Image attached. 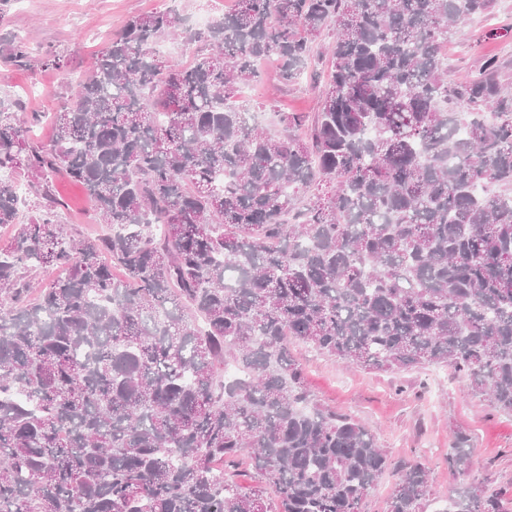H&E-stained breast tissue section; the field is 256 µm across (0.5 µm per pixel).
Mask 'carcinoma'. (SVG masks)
I'll return each instance as SVG.
<instances>
[{
    "label": "carcinoma",
    "instance_id": "carcinoma-1",
    "mask_svg": "<svg viewBox=\"0 0 512 512\" xmlns=\"http://www.w3.org/2000/svg\"><path fill=\"white\" fill-rule=\"evenodd\" d=\"M236 2L204 29L174 7L130 18L47 145L0 98V512H361L386 474V512H420L428 467L314 402L295 343L443 364L512 415V90L498 59L450 81L442 54L494 0ZM330 24L309 132L299 112L261 127L239 103L258 62L294 81ZM168 38L199 45L192 63L157 52ZM57 173L106 233L66 232ZM17 176L40 196L26 219ZM453 507L503 512L481 482Z\"/></svg>",
    "mask_w": 512,
    "mask_h": 512
}]
</instances>
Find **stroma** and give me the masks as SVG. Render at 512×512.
Masks as SVG:
<instances>
[{
  "label": "stroma",
  "mask_w": 512,
  "mask_h": 512,
  "mask_svg": "<svg viewBox=\"0 0 512 512\" xmlns=\"http://www.w3.org/2000/svg\"><path fill=\"white\" fill-rule=\"evenodd\" d=\"M173 1L192 23L203 16L222 18L235 6V0H25L18 8L5 0L0 6V36L24 40L33 61H12L0 43V97L20 98L23 111L45 115L35 135L50 142L48 115L67 101L74 77L92 65L112 33L131 17L165 9ZM48 50L60 56V66L44 64ZM443 52L449 79H464L494 57L504 63L503 77L512 84V0H495L488 24L468 27ZM259 68L261 82L244 91L259 123L272 129L277 113L318 111L319 91L309 75L285 84L275 61H261ZM52 189L63 204L62 223L77 234L99 232L94 207L81 184L56 177ZM293 354L318 404L358 418L393 459L425 461L431 487L422 512H444L451 507L456 488L476 480L502 490L506 512H512V417L470 394L451 369L432 365L414 371H369L339 364L303 344L295 345ZM457 432L469 439L471 463L467 472L453 474L446 457Z\"/></svg>",
  "instance_id": "1"
}]
</instances>
